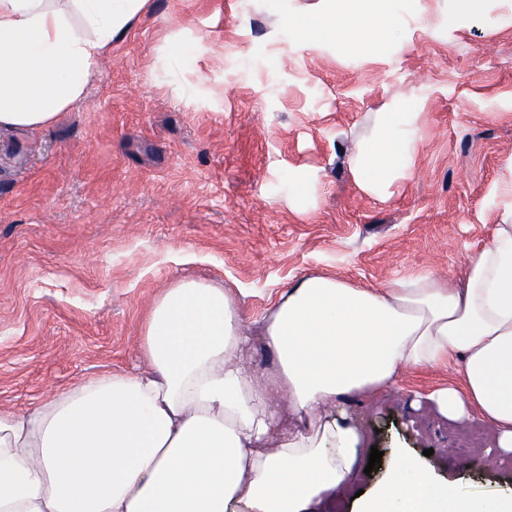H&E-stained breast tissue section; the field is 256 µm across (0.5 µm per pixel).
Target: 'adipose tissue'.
<instances>
[{
  "label": "adipose tissue",
  "instance_id": "obj_1",
  "mask_svg": "<svg viewBox=\"0 0 512 512\" xmlns=\"http://www.w3.org/2000/svg\"><path fill=\"white\" fill-rule=\"evenodd\" d=\"M146 2L0 0V131L50 127L84 100ZM397 24V0H323L296 29L358 54ZM419 119L408 98L375 113L349 159L365 194L385 200L411 179ZM505 212L456 286L431 272L382 289L315 273L249 326L229 289L178 280L147 314L145 369L0 409V512H319L365 445L337 400L450 362L461 381L429 394L435 412L478 415L512 452V201ZM255 339L275 359L261 377L244 358ZM358 512H512V494L436 487L402 457Z\"/></svg>",
  "mask_w": 512,
  "mask_h": 512
}]
</instances>
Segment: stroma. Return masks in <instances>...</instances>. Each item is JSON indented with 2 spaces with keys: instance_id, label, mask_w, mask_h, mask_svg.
<instances>
[{
  "instance_id": "1",
  "label": "stroma",
  "mask_w": 512,
  "mask_h": 512,
  "mask_svg": "<svg viewBox=\"0 0 512 512\" xmlns=\"http://www.w3.org/2000/svg\"><path fill=\"white\" fill-rule=\"evenodd\" d=\"M316 2L148 0L83 101L50 129L0 132V409L139 366L149 308L179 279L233 289L251 323L304 275L456 280L491 241L512 160V5L458 31L448 0H406L396 42L356 55L295 30ZM399 97L421 141L381 201L348 160ZM460 376L405 369L390 391L339 399L382 465L331 512H354L401 454L441 487L512 490L493 426L461 451L468 424L415 399Z\"/></svg>"
}]
</instances>
